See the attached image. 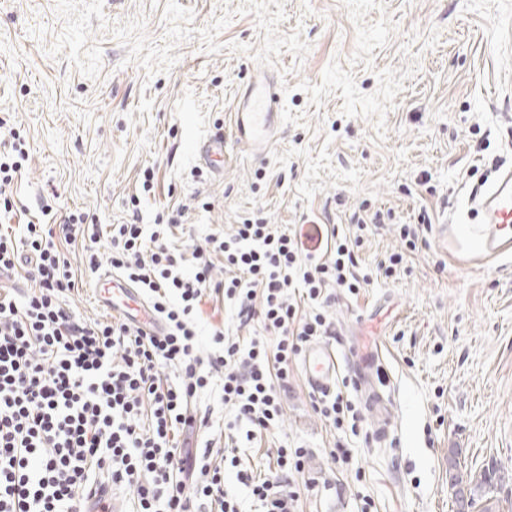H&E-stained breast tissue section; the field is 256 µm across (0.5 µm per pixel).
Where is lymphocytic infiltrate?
<instances>
[{"mask_svg":"<svg viewBox=\"0 0 512 512\" xmlns=\"http://www.w3.org/2000/svg\"><path fill=\"white\" fill-rule=\"evenodd\" d=\"M26 159L16 142L0 152L4 215L18 209L10 186ZM419 219L399 225L406 248L377 274L392 277L407 263L431 222L424 210ZM180 223L177 213L150 224H102L69 211L48 226L27 222L17 236L0 232V512H88L108 483L129 489L135 512H241L224 486L227 463L236 462L240 441L275 427L290 363L334 335L330 288L355 294L376 273L360 268L358 240L327 224L315 226L311 247L261 218L207 234L186 251L171 240ZM75 244L90 272L110 266L149 296L163 334L131 320L76 316L67 299L78 283L65 251ZM18 271L31 284L20 301L5 283ZM211 295L223 298L239 326L262 324L263 335L217 329L211 352L201 354L197 314ZM168 367L176 378L165 375ZM213 386L235 416L223 448L199 452L179 435L197 426L191 399ZM312 407L330 427L359 435L360 415L342 393L315 397ZM307 454L278 448L270 476L237 470L260 512H296L299 497L280 475L302 472Z\"/></svg>","mask_w":512,"mask_h":512,"instance_id":"f902f5d3","label":"lymphocytic infiltrate"}]
</instances>
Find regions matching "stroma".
Here are the masks:
<instances>
[{
    "mask_svg": "<svg viewBox=\"0 0 512 512\" xmlns=\"http://www.w3.org/2000/svg\"><path fill=\"white\" fill-rule=\"evenodd\" d=\"M276 76L281 125L260 159L232 136L235 95L253 70ZM16 131L29 159L13 184L29 219L69 210L101 223L185 207L177 240L202 239L263 215L351 235L361 203L432 230L406 269L327 309L341 376L378 352L384 406L349 437L317 415L299 365L277 426L242 449L266 470L277 448L309 451L293 475L300 512H457L448 453L474 477L498 479L495 512H512V259L486 264L448 245L473 222L470 193L512 165V0H0V137ZM224 134V173L193 142ZM153 196L141 197L144 169ZM57 191L51 215L36 209ZM396 224L365 233L358 255L376 267L400 251ZM69 258L82 288L69 303L109 321L82 252ZM208 414L191 445H224L233 417L218 391L192 403Z\"/></svg>",
    "mask_w": 512,
    "mask_h": 512,
    "instance_id": "1",
    "label": "stroma"
}]
</instances>
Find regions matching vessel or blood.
<instances>
[{"instance_id": "b4317fda", "label": "vessel or blood", "mask_w": 512, "mask_h": 512, "mask_svg": "<svg viewBox=\"0 0 512 512\" xmlns=\"http://www.w3.org/2000/svg\"><path fill=\"white\" fill-rule=\"evenodd\" d=\"M280 88L273 75L259 70L245 89L238 93L231 112L235 142L253 156L266 154L273 147L280 114ZM196 155L213 173L224 167V137L217 134L198 143ZM473 202L481 213V221L469 225L468 235L477 259L489 262L512 255V166L499 171L494 180L479 190ZM96 292L105 306L118 313L136 311L141 322H152L153 316L136 289L116 281L112 274L101 275ZM341 362L332 346L311 344L302 356L305 378L315 393L330 392L336 382Z\"/></svg>"}]
</instances>
